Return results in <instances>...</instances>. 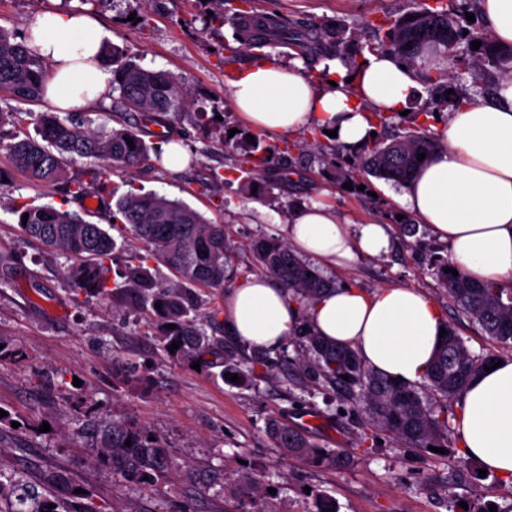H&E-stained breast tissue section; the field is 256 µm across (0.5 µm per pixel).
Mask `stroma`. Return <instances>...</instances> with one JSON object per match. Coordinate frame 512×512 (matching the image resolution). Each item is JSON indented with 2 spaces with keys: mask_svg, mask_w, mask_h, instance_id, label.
Returning <instances> with one entry per match:
<instances>
[{
  "mask_svg": "<svg viewBox=\"0 0 512 512\" xmlns=\"http://www.w3.org/2000/svg\"><path fill=\"white\" fill-rule=\"evenodd\" d=\"M419 0H254L258 12L290 29L328 21L344 35L353 60L364 58L375 34L367 20L398 18ZM82 9V0H0V28L23 39L50 7ZM210 0H105L94 12L104 42L122 48L145 68L173 75L193 96L190 111L170 115L167 126H149L144 140L162 151L166 138L183 139L192 152L188 168L172 172L156 160L133 169L97 167L75 158L70 177L100 168L102 194L117 202L130 188L187 203L215 224L227 225L241 247L226 269V283L257 274L251 239L286 238L288 217L301 205H330L342 223L390 221L404 214L401 189L371 179L374 199L350 193L325 176L318 150L306 152L287 185L251 188L230 172L236 155L225 148L227 130L244 122L230 105L226 73L255 63L244 55L224 62L235 29L207 28ZM0 174L11 183L0 196V340L18 351L0 359V470L25 471L39 481L49 470L67 471L92 495L100 512H233L242 497L243 473L272 487L273 512H312V494L331 496L337 512H512V483L479 474L457 435L446 453L398 446L369 432L362 413L345 397L307 382L298 368L303 345L290 337L278 348L288 365L258 372L251 387L219 373L193 369L167 355L143 317L108 301L72 292L65 277L71 255L46 252L18 232L13 199L36 205L62 203L60 185H40L14 171L0 149ZM440 241L424 224L410 236L392 234L387 253L358 256L347 269H325L338 284L368 291L408 286L428 293L447 323L475 354H499L496 342L462 313L436 278L430 254ZM306 431L319 445L345 451L330 465L289 459L268 433L272 417ZM112 418L148 426L176 459L173 475L129 486L99 474L90 463L91 428ZM49 432H42V424Z\"/></svg>",
  "mask_w": 512,
  "mask_h": 512,
  "instance_id": "stroma-1",
  "label": "stroma"
}]
</instances>
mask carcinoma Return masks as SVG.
I'll return each mask as SVG.
<instances>
[{
	"label": "carcinoma",
	"mask_w": 512,
	"mask_h": 512,
	"mask_svg": "<svg viewBox=\"0 0 512 512\" xmlns=\"http://www.w3.org/2000/svg\"><path fill=\"white\" fill-rule=\"evenodd\" d=\"M233 25L238 46H225L231 51L225 57L227 61L283 42L299 48L309 63L334 59L343 53L342 42L332 27L320 25L292 31L278 19L255 12L253 7L236 10ZM375 28L380 35L377 49L391 52L409 66L416 65L424 51L443 54L445 67L423 75L434 103L453 102L454 95L446 91L457 88L455 70L461 64L479 80L487 75L512 78V48H499L480 31L463 34L462 19L448 14L443 0H422L408 15L386 20ZM477 40L481 46L474 50L472 42ZM463 42L469 52L466 60L458 51ZM106 62L112 66V91L118 93L115 108L135 113L132 125L92 129L70 115L62 119L54 112H44L39 116L40 138H22L17 132L3 133L8 113L0 111V148L9 153L16 168L36 181H67L65 205L89 197L98 178V172L92 169L87 181L66 180L75 157H92L114 168L144 164L148 161V146L140 129L165 124L170 112L190 110L191 92L173 76L141 67L116 46L106 48ZM46 74L47 64L38 47L25 40L17 42L13 35L0 29L1 95L8 94L20 102L33 101L43 93ZM363 108L369 111L376 136L354 152L335 142L325 146L306 141L286 142L284 147L272 150L257 136L249 142L245 131L225 139V144L238 153L235 170L269 186L288 180V170L297 163L292 153L302 152L310 145L320 149L321 162L336 171L339 183L348 182L355 188L369 186L370 176L402 185L440 149L430 131L431 121L438 120L440 113H412L414 127L402 134L396 132L400 113L379 112L369 104ZM129 140L134 147L128 146ZM422 153L423 160L419 159ZM100 207L110 219L107 228L87 222L75 211L53 206L24 203L17 205L14 212L20 217L28 215L26 224L20 226L25 236L51 251H63L78 259V264L66 273L74 291L93 293L102 299L111 295L108 281L115 245L112 231L116 229L142 241L144 249L128 256L119 273L122 282L115 288L122 293L127 309L147 316L149 327L171 356L197 362L203 368L215 365L218 359L223 372L238 376V385L252 381L257 365L268 371L277 367V362L258 348L244 363L237 350L224 343V337L208 335L206 328L220 323L219 312L214 310L201 318L194 315L198 306L196 289L224 287L225 269L238 249V242L224 225L209 222L184 203L151 193L131 191L118 201L116 208L104 201ZM249 248L257 268L272 275L293 302L307 307L318 294L336 287L335 281L277 237L262 236ZM152 262L168 266L177 280L167 288L157 287L150 274ZM447 268L454 265L444 257H434L432 269L452 301L491 338L511 348L512 288L494 280L475 282L462 271L455 276L445 272ZM157 303L161 304L159 310L155 308ZM169 324L176 328H167ZM299 335L306 356L298 366L304 373L318 385L340 390L362 406L368 423L392 440L424 450L430 446L448 447L451 420L456 417L448 411V403L462 399L470 377L484 362L450 329L423 384H399L368 368L351 348L332 344L307 328L301 329ZM174 342L179 348L172 352ZM344 375L349 380L342 379ZM268 432L286 457L320 463H333L343 457L341 451L321 448L280 418L269 421ZM151 437V430L131 420L98 424L93 429V467L131 484H151L161 474L177 468L166 445ZM127 441L131 445H125ZM244 480L252 492L247 502L239 505L238 512H272L260 478L249 473ZM75 489L61 470L46 472L39 485L31 483L23 471L8 475L0 472V512H99L88 494Z\"/></svg>",
	"instance_id": "cac0c4a2"
}]
</instances>
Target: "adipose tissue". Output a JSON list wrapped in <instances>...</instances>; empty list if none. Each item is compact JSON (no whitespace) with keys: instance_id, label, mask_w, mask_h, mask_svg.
Returning a JSON list of instances; mask_svg holds the SVG:
<instances>
[{"instance_id":"adipose-tissue-1","label":"adipose tissue","mask_w":512,"mask_h":512,"mask_svg":"<svg viewBox=\"0 0 512 512\" xmlns=\"http://www.w3.org/2000/svg\"><path fill=\"white\" fill-rule=\"evenodd\" d=\"M477 7L492 39L512 46V0H478ZM31 35L49 65V105L77 111L108 93L111 74L94 14L52 8L37 17ZM322 70L315 84L298 61L256 62L230 81L231 105L268 137L317 126L358 148L371 134L363 104L400 112L420 86L419 69L402 67L395 55L379 50L356 67L339 57L324 61ZM432 131L443 148L403 185L401 205L447 243L451 262L470 278L512 287V78L497 80L482 99L454 107ZM288 243L326 266L345 267L357 254L387 252L390 233L378 220L341 223L333 208L315 203L293 212ZM223 320L227 336L264 349L280 347L307 324L354 349L366 366L406 384L426 377L446 324L433 298L412 287L369 292L344 285L302 310L267 275L240 279L225 290ZM455 426L469 457L512 478V356L471 379Z\"/></svg>"}]
</instances>
